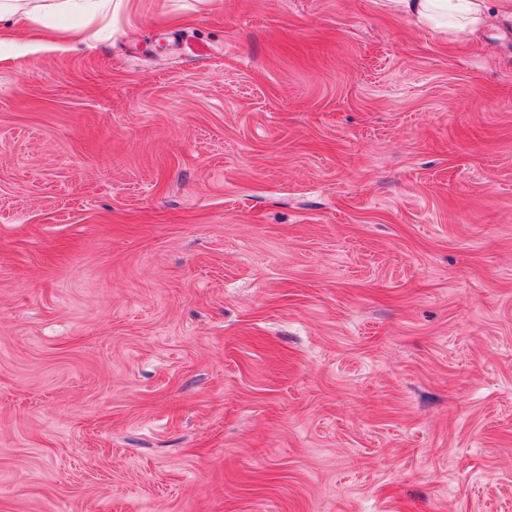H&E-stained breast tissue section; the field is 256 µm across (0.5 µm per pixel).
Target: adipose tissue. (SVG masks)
<instances>
[{
  "mask_svg": "<svg viewBox=\"0 0 512 512\" xmlns=\"http://www.w3.org/2000/svg\"><path fill=\"white\" fill-rule=\"evenodd\" d=\"M393 12L421 27L438 30L464 41L474 37L492 14L489 0H388ZM112 11V0H0V45L25 48L26 33L39 24L69 34L73 17H104Z\"/></svg>",
  "mask_w": 512,
  "mask_h": 512,
  "instance_id": "ef3b65f1",
  "label": "adipose tissue"
}]
</instances>
